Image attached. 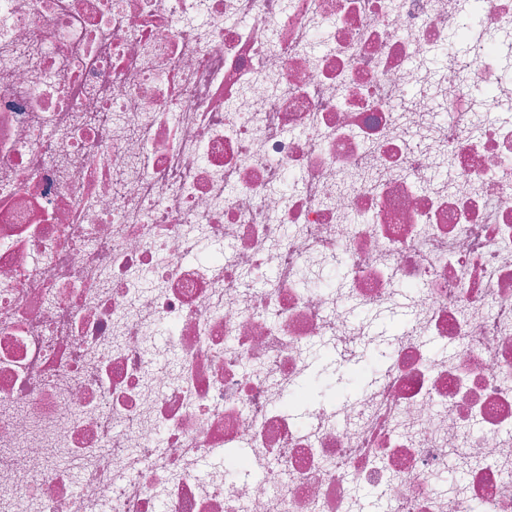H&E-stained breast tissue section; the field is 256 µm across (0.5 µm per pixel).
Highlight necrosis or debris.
Wrapping results in <instances>:
<instances>
[{
    "mask_svg": "<svg viewBox=\"0 0 512 512\" xmlns=\"http://www.w3.org/2000/svg\"><path fill=\"white\" fill-rule=\"evenodd\" d=\"M506 101L512 0H0V512H512Z\"/></svg>",
    "mask_w": 512,
    "mask_h": 512,
    "instance_id": "1",
    "label": "necrosis or debris"
}]
</instances>
